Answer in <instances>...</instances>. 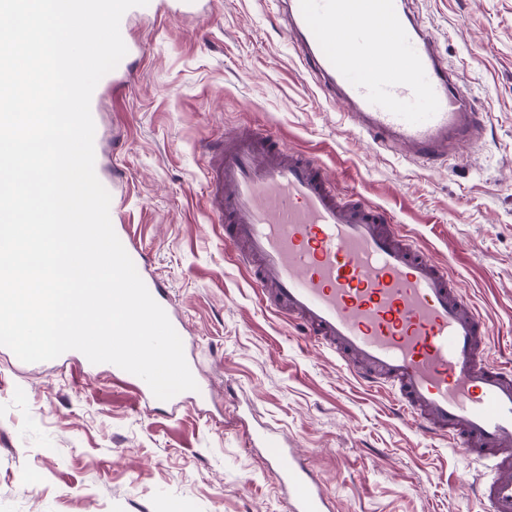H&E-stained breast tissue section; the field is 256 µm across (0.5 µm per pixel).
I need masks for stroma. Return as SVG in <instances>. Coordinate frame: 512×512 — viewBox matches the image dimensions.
I'll return each instance as SVG.
<instances>
[{"label": "stroma", "mask_w": 512, "mask_h": 512, "mask_svg": "<svg viewBox=\"0 0 512 512\" xmlns=\"http://www.w3.org/2000/svg\"><path fill=\"white\" fill-rule=\"evenodd\" d=\"M413 8L485 115L478 151L432 168L359 137L306 75L276 0L130 19L142 52L97 100L95 169L170 290L207 396L149 402L109 366L24 363L0 346V512H289L259 427L308 456L331 512H486L476 492L449 491L482 466L404 428L386 392L263 307L205 204L206 144L276 131L449 265L488 323L491 358H511L512 0Z\"/></svg>", "instance_id": "1"}]
</instances>
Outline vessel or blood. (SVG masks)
<instances>
[{
	"mask_svg": "<svg viewBox=\"0 0 512 512\" xmlns=\"http://www.w3.org/2000/svg\"><path fill=\"white\" fill-rule=\"evenodd\" d=\"M304 67L378 149L420 165L474 146L484 124L409 0H279ZM207 203L224 243L241 249L256 295L333 354L365 386L390 391L404 425L460 453L492 450L479 494L512 512V362L485 351L484 319L446 264L385 210L340 196L319 161L271 130L225 133L208 154ZM145 285L166 310L157 279ZM169 320L178 333L186 327ZM258 442L290 512H325L305 459L271 435Z\"/></svg>",
	"mask_w": 512,
	"mask_h": 512,
	"instance_id": "b4317fda",
	"label": "vessel or blood"
}]
</instances>
